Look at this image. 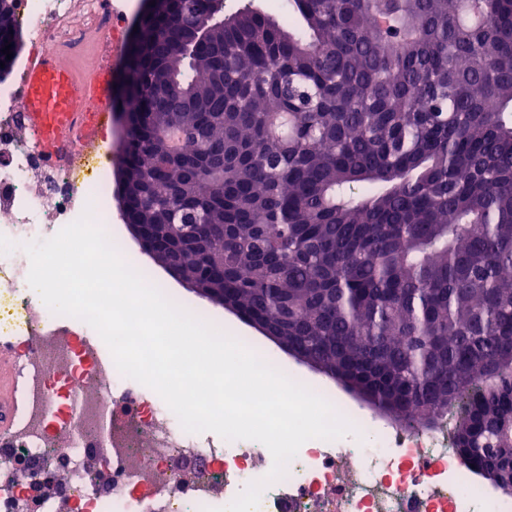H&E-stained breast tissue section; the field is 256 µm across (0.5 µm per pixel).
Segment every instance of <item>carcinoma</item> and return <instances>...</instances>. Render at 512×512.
<instances>
[{"instance_id": "carcinoma-1", "label": "carcinoma", "mask_w": 512, "mask_h": 512, "mask_svg": "<svg viewBox=\"0 0 512 512\" xmlns=\"http://www.w3.org/2000/svg\"><path fill=\"white\" fill-rule=\"evenodd\" d=\"M293 4L297 33L245 4L201 43L209 0L150 20L125 90L135 206L210 227L239 315L397 424L462 404L455 448L506 479L512 0Z\"/></svg>"}]
</instances>
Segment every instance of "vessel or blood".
<instances>
[{
  "mask_svg": "<svg viewBox=\"0 0 512 512\" xmlns=\"http://www.w3.org/2000/svg\"><path fill=\"white\" fill-rule=\"evenodd\" d=\"M23 79L25 107L48 161L93 146V132L73 101L79 94L94 99L104 93L105 81L94 67L63 65L58 49L49 48L27 62ZM18 417L16 384L0 382V433H17Z\"/></svg>",
  "mask_w": 512,
  "mask_h": 512,
  "instance_id": "obj_1",
  "label": "vessel or blood"
}]
</instances>
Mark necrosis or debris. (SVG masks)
<instances>
[{
    "label": "necrosis or debris",
    "mask_w": 512,
    "mask_h": 512,
    "mask_svg": "<svg viewBox=\"0 0 512 512\" xmlns=\"http://www.w3.org/2000/svg\"><path fill=\"white\" fill-rule=\"evenodd\" d=\"M29 55L63 54L100 37L125 39V0H15ZM21 72L0 88V343L23 342L28 411L7 455L53 452L50 472L25 476L0 464V512H211L265 477L272 455L255 440L217 441L176 425L168 407L103 359L79 319L52 313L30 288L23 244L47 240L91 212L111 230L103 167L48 164L28 124ZM357 429L347 440H310L267 486L258 512H512V494L481 487L448 446V430L380 428L344 405Z\"/></svg>",
    "instance_id": "necrosis-or-debris-1"
}]
</instances>
